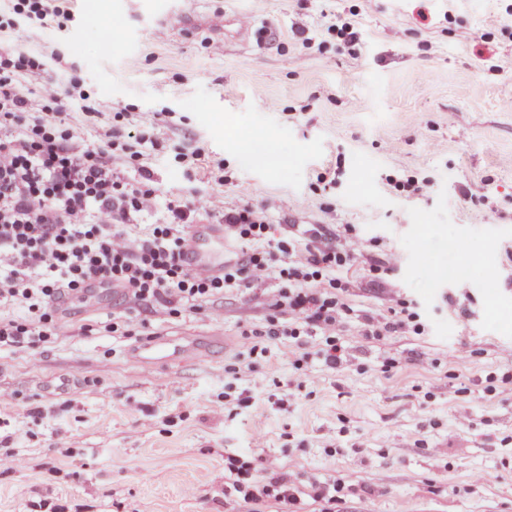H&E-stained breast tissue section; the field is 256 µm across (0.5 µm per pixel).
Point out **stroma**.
<instances>
[{
  "label": "stroma",
  "mask_w": 512,
  "mask_h": 512,
  "mask_svg": "<svg viewBox=\"0 0 512 512\" xmlns=\"http://www.w3.org/2000/svg\"><path fill=\"white\" fill-rule=\"evenodd\" d=\"M155 2L68 0L59 27L20 23L15 46L42 47L47 73L78 79L64 117L85 143L168 113L140 128L138 165L115 153L127 179L230 206L254 191L282 225H355L364 251L335 337L345 361L324 364L322 336L250 353L273 281L178 314L135 312L105 288L75 298L48 342L0 348V392L13 397L0 430L21 460L0 467V512H245L246 491L282 479L295 512H512V97L498 90L512 78V15L489 32L496 0H428L423 19L416 0H196L159 24ZM242 5L252 35L222 39ZM349 10L367 50L303 43ZM259 141L268 156L250 162ZM390 174L434 191H396ZM378 262L390 269L376 286ZM407 308L415 326L362 336L365 317ZM112 313L129 315L126 333L83 331ZM159 336L195 352L168 369L136 362ZM324 484L335 501L316 498Z\"/></svg>",
  "instance_id": "obj_1"
}]
</instances>
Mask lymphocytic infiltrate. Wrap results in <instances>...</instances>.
Masks as SVG:
<instances>
[{
	"label": "lymphocytic infiltrate",
	"instance_id": "lymphocytic-infiltrate-1",
	"mask_svg": "<svg viewBox=\"0 0 512 512\" xmlns=\"http://www.w3.org/2000/svg\"><path fill=\"white\" fill-rule=\"evenodd\" d=\"M39 53L0 50V347L46 339L62 295L92 282L112 285L140 306L196 309L216 293L279 282L272 313L256 335L273 340L302 331L333 336L349 307L335 295L356 260L352 226L306 224L275 237L264 208L223 197L162 201L145 181H126L115 151H133V131H106L89 145L62 123L71 93L48 79L32 106L19 81L42 74ZM168 220L133 235L131 220L158 208ZM221 219L233 247L223 270L198 271L185 260L186 224Z\"/></svg>",
	"mask_w": 512,
	"mask_h": 512
}]
</instances>
